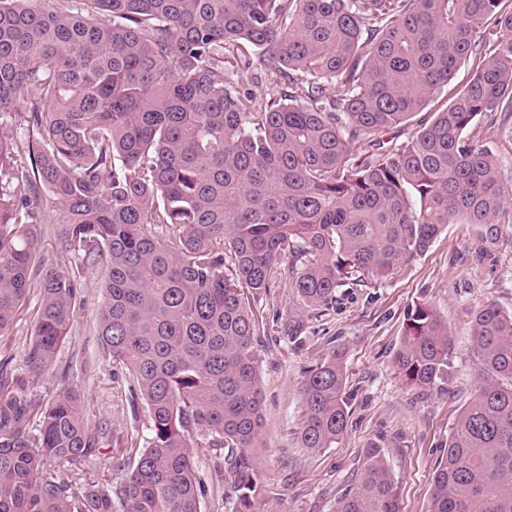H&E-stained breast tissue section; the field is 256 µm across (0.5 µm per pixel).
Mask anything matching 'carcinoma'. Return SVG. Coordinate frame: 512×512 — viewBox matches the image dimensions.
Here are the masks:
<instances>
[{
    "label": "carcinoma",
    "mask_w": 512,
    "mask_h": 512,
    "mask_svg": "<svg viewBox=\"0 0 512 512\" xmlns=\"http://www.w3.org/2000/svg\"><path fill=\"white\" fill-rule=\"evenodd\" d=\"M468 63L470 78L452 83ZM259 65L285 85L258 99ZM29 104L22 136L10 122ZM407 141L379 135L433 104ZM512 114V0H0V334L32 288L25 355L49 369L78 282L33 272L42 224L104 266L98 336L132 378L146 446L110 488L43 477L99 440L62 393L26 433L31 403L0 364V512H201L193 449H224L234 512H262L264 446L254 304L288 288L315 318L343 287L390 280L449 224L489 246L512 204L493 149L469 135ZM482 382L436 466L429 512H512V312L471 317ZM448 325L408 314L394 363L406 385L448 393ZM347 352L301 385L296 439L330 448L348 417ZM334 512H399L389 464L369 448Z\"/></svg>",
    "instance_id": "cac0c4a2"
}]
</instances>
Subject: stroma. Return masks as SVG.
I'll return each instance as SVG.
<instances>
[{"label":"stroma","mask_w":512,"mask_h":512,"mask_svg":"<svg viewBox=\"0 0 512 512\" xmlns=\"http://www.w3.org/2000/svg\"><path fill=\"white\" fill-rule=\"evenodd\" d=\"M470 134L492 146L502 183L512 193V117H485ZM35 262L76 274L75 319L49 370L32 374L24 363L32 341L37 293H30L9 330L0 335V362L8 361L34 411L66 389L80 396L84 418L101 443L93 457L70 466L81 484L109 486L120 479L115 464L144 446L146 411H134L128 372L101 349L97 313L105 299L102 265L81 261L59 237L56 225H41ZM429 303L447 323L455 378L448 394L429 395L399 377L394 355L412 306ZM487 302L512 311V224L483 247L476 226L451 224L429 250L395 278L368 287L340 289L325 316L307 320L297 342L259 336V387L265 419L258 470L265 512H333L337 499L356 483L365 451L379 446L398 485L400 512H427L432 477L461 405L479 385L470 318ZM344 347L350 368L346 386L348 425L336 445L311 452L294 433L301 417L305 371L332 346ZM207 488L202 512H232L230 478L220 448L194 451Z\"/></svg>","instance_id":"35a3bbf8"}]
</instances>
